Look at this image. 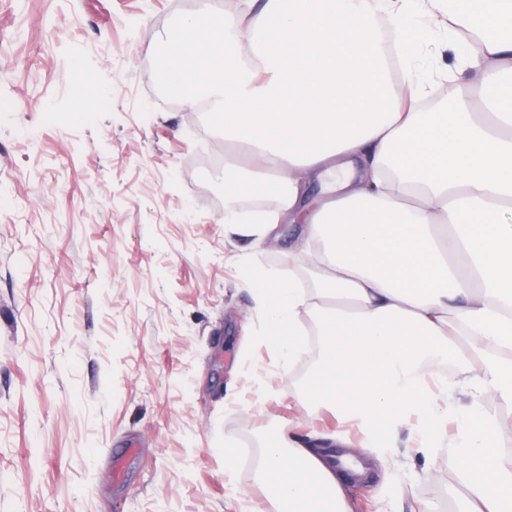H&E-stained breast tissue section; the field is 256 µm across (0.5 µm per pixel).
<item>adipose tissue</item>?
<instances>
[{
  "label": "adipose tissue",
  "instance_id": "1",
  "mask_svg": "<svg viewBox=\"0 0 512 512\" xmlns=\"http://www.w3.org/2000/svg\"><path fill=\"white\" fill-rule=\"evenodd\" d=\"M428 2L449 30L474 34L461 67H483L474 94L434 112L416 107L428 89L424 24L394 31L398 97L378 39V14L415 0H264L249 23L220 7L177 15L155 65L172 97L210 101L242 156L225 203L272 194V209L227 223L261 237L283 217L305 227L314 288L246 285L261 291L272 345L318 337L310 399L374 434L411 421L433 440L455 426L451 469L469 512H512V462L495 450L512 430L489 414L512 405V0ZM304 172L334 175L329 194L311 197ZM449 362L469 376L443 405L428 382ZM257 480L260 512H351L347 475L289 430Z\"/></svg>",
  "mask_w": 512,
  "mask_h": 512
}]
</instances>
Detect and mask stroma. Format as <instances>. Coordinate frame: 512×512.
<instances>
[{"label":"stroma","instance_id":"35a3bbf8","mask_svg":"<svg viewBox=\"0 0 512 512\" xmlns=\"http://www.w3.org/2000/svg\"><path fill=\"white\" fill-rule=\"evenodd\" d=\"M212 2L0 0V512H255L253 467L224 451L259 460L284 424L311 448L374 442L352 512H466L449 447L308 411L312 357L267 340L243 281L310 284L302 227L225 223L197 165L224 125L154 65L171 17ZM430 51L440 105L474 73Z\"/></svg>","mask_w":512,"mask_h":512}]
</instances>
